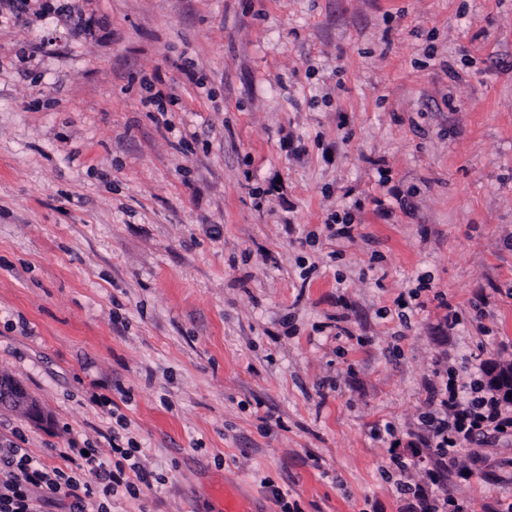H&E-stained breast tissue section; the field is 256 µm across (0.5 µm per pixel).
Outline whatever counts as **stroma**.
<instances>
[{"mask_svg":"<svg viewBox=\"0 0 512 512\" xmlns=\"http://www.w3.org/2000/svg\"><path fill=\"white\" fill-rule=\"evenodd\" d=\"M491 362L512 364V0L0 17V374L49 417L0 409L1 440L62 469L134 442L151 486L112 512H222L224 489L412 512L391 454L428 457L440 378ZM476 452L414 481L485 512L512 435Z\"/></svg>","mask_w":512,"mask_h":512,"instance_id":"stroma-1","label":"stroma"}]
</instances>
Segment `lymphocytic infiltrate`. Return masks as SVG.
Here are the masks:
<instances>
[{"instance_id":"lymphocytic-infiltrate-1","label":"lymphocytic infiltrate","mask_w":512,"mask_h":512,"mask_svg":"<svg viewBox=\"0 0 512 512\" xmlns=\"http://www.w3.org/2000/svg\"><path fill=\"white\" fill-rule=\"evenodd\" d=\"M435 397L437 406L423 416L422 423L436 471L454 469L458 449L476 437L503 429L512 432V411L477 378L447 376ZM109 454L102 461L96 450H89L87 461L93 469L87 474L79 466L66 471L47 465L15 443L0 442V512H43L44 505L62 498L69 500L70 512H109L105 504L95 503V495L108 497L119 487L136 492L134 478L142 473L119 443H111Z\"/></svg>"}]
</instances>
